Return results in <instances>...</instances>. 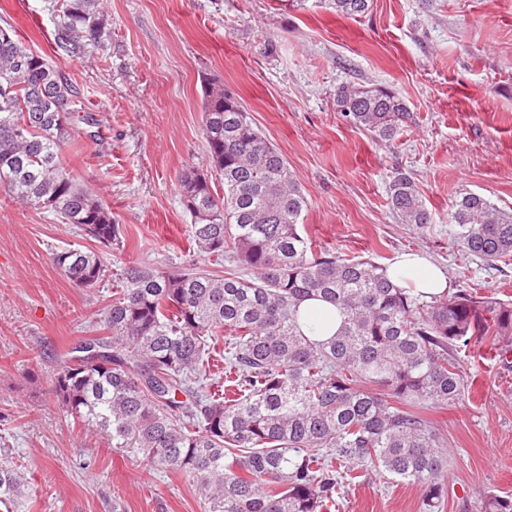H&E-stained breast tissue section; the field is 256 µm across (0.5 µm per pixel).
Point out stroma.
<instances>
[{
	"instance_id": "1",
	"label": "stroma",
	"mask_w": 512,
	"mask_h": 512,
	"mask_svg": "<svg viewBox=\"0 0 512 512\" xmlns=\"http://www.w3.org/2000/svg\"><path fill=\"white\" fill-rule=\"evenodd\" d=\"M52 0H0V20L57 63L77 90V123L62 157L107 205L124 248L91 288L55 266L67 246L98 250L44 209L0 188V448L26 482L9 512H220L196 480L146 467L136 448L66 416L55 374L64 350L102 335L99 317L132 264L212 269L191 244L178 177L208 165L204 87L234 92L284 155L308 206L300 228L317 247L382 264L418 252L441 267L449 292L512 301V261L497 268L457 248L448 212L473 192L512 213V0H372L349 18L324 0H103L107 36L84 56L59 58ZM343 85L406 101L412 123L392 142L358 130L336 109ZM410 172L432 222L400 223L387 205ZM466 395L426 420L448 443L440 512H476L484 492L512 496V363L489 343L463 353ZM422 491L368 471L332 512H422Z\"/></svg>"
}]
</instances>
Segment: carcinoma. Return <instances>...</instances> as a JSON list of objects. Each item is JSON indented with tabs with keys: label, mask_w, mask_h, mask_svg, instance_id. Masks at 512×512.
Listing matches in <instances>:
<instances>
[{
	"label": "carcinoma",
	"mask_w": 512,
	"mask_h": 512,
	"mask_svg": "<svg viewBox=\"0 0 512 512\" xmlns=\"http://www.w3.org/2000/svg\"><path fill=\"white\" fill-rule=\"evenodd\" d=\"M350 18L370 0H326ZM101 0L52 4L54 43L68 57L105 36ZM61 69L0 26V186L100 245L123 244L108 206L77 184L61 147L75 114ZM336 107L353 126L393 141L413 120L382 89L341 86ZM208 167L180 176L189 238L204 257L248 274L132 265L101 313L106 335L79 345L56 373L63 412L105 432L114 448H138L146 465L200 481L222 512H330L336 491L361 467L423 490V512L448 494V453L416 409L452 407L465 396L460 353L472 340H512V302L458 291L424 304L391 282L387 266L316 250L301 233L307 199L284 156L224 85L204 90ZM222 191L214 189L215 184ZM387 204L403 224L431 223L413 177L398 173ZM453 243L491 267L512 257V214L464 192L449 213ZM78 287L104 280L94 251L54 257ZM308 300L331 304L337 331L307 336ZM228 332L225 372L233 396L206 389L209 341ZM0 453V504L22 484ZM477 512H512V497L487 492Z\"/></svg>",
	"instance_id": "cac0c4a2"
}]
</instances>
